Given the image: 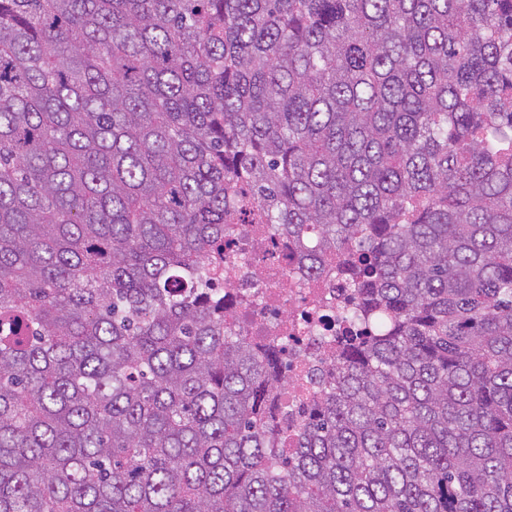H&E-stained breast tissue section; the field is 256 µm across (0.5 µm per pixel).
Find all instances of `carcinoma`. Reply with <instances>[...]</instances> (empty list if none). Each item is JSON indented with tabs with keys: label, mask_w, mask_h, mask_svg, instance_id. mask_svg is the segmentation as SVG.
Masks as SVG:
<instances>
[{
	"label": "carcinoma",
	"mask_w": 512,
	"mask_h": 512,
	"mask_svg": "<svg viewBox=\"0 0 512 512\" xmlns=\"http://www.w3.org/2000/svg\"><path fill=\"white\" fill-rule=\"evenodd\" d=\"M243 187L382 322L291 454ZM0 512H512V0H0Z\"/></svg>",
	"instance_id": "cac0c4a2"
}]
</instances>
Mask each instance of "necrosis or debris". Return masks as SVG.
<instances>
[{
  "instance_id": "necrosis-or-debris-1",
  "label": "necrosis or debris",
  "mask_w": 512,
  "mask_h": 512,
  "mask_svg": "<svg viewBox=\"0 0 512 512\" xmlns=\"http://www.w3.org/2000/svg\"><path fill=\"white\" fill-rule=\"evenodd\" d=\"M299 251L296 240L253 216L224 227L225 307L230 321L253 344L285 346L284 387L276 402L288 449L294 448L298 425L333 370L338 336L350 328L368 329L367 324L348 321L356 299L335 266L306 273Z\"/></svg>"
}]
</instances>
